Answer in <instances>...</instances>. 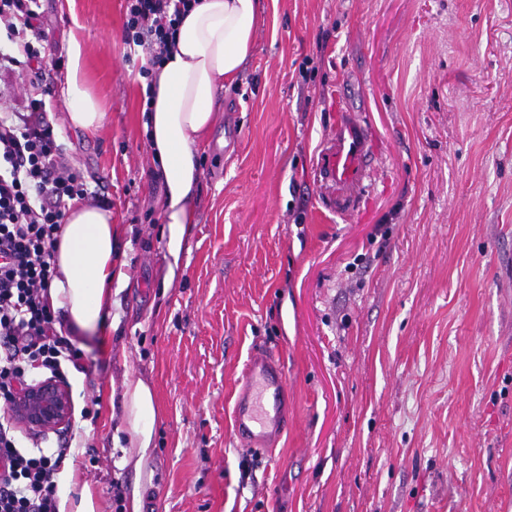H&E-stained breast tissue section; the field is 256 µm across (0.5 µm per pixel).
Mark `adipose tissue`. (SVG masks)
Returning a JSON list of instances; mask_svg holds the SVG:
<instances>
[{
	"label": "adipose tissue",
	"instance_id": "1",
	"mask_svg": "<svg viewBox=\"0 0 512 512\" xmlns=\"http://www.w3.org/2000/svg\"><path fill=\"white\" fill-rule=\"evenodd\" d=\"M264 23L260 0H201L180 23L168 58L153 71L145 133L163 177L161 207L170 255L165 283L178 276L182 241L196 221V152L216 122L217 90L236 81ZM81 58L80 45L72 44L66 80L68 117L73 127L93 132L103 125L106 114L80 76ZM119 233L111 208L79 200L69 205L54 255L58 275L49 291L59 333L79 339L102 328L113 283L128 279L114 259ZM122 399L121 430L131 450L127 463L138 472L155 448L157 403L151 386L130 374L123 382Z\"/></svg>",
	"mask_w": 512,
	"mask_h": 512
}]
</instances>
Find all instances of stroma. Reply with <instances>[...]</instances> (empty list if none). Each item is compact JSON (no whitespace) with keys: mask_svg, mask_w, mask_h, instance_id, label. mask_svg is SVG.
<instances>
[{"mask_svg":"<svg viewBox=\"0 0 512 512\" xmlns=\"http://www.w3.org/2000/svg\"><path fill=\"white\" fill-rule=\"evenodd\" d=\"M266 24L199 149L197 222L164 285L162 183L143 128L125 0H44L52 69L72 41L107 112L49 119L122 227L129 282L106 339L65 385L59 495L98 512H512V0H263ZM360 113L374 172L350 213L320 202L337 109ZM288 379V428L240 445L235 393L254 351ZM155 392L141 474L115 435L123 379Z\"/></svg>","mask_w":512,"mask_h":512,"instance_id":"obj_1","label":"stroma"}]
</instances>
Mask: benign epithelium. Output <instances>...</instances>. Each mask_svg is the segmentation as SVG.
Here are the masks:
<instances>
[{"mask_svg": "<svg viewBox=\"0 0 512 512\" xmlns=\"http://www.w3.org/2000/svg\"><path fill=\"white\" fill-rule=\"evenodd\" d=\"M13 406L14 420L34 435L57 431L72 416L68 389L53 379L41 380L20 390L14 397Z\"/></svg>", "mask_w": 512, "mask_h": 512, "instance_id": "obj_1", "label": "benign epithelium"}]
</instances>
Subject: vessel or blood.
Returning a JSON list of instances; mask_svg holds the SVG:
<instances>
[{
    "instance_id": "vessel-or-blood-1",
    "label": "vessel or blood",
    "mask_w": 512,
    "mask_h": 512,
    "mask_svg": "<svg viewBox=\"0 0 512 512\" xmlns=\"http://www.w3.org/2000/svg\"><path fill=\"white\" fill-rule=\"evenodd\" d=\"M374 159L368 130L358 113L338 110L317 165L323 205L341 212L352 210L356 190ZM233 413L235 434L249 447L268 445L287 428L286 374L272 354L260 351L251 357Z\"/></svg>"
}]
</instances>
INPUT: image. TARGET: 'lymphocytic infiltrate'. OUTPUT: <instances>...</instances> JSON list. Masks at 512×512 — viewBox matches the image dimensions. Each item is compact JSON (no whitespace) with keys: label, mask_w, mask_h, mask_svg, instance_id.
<instances>
[{"label":"lymphocytic infiltrate","mask_w":512,"mask_h":512,"mask_svg":"<svg viewBox=\"0 0 512 512\" xmlns=\"http://www.w3.org/2000/svg\"><path fill=\"white\" fill-rule=\"evenodd\" d=\"M198 0H126L123 38L141 48L150 77L167 57L182 15ZM41 0H0V99L14 97L17 78L40 62L47 35ZM53 74L38 72L25 85L20 110L0 115V402L31 385L34 371L63 378L78 349L54 328L48 292L55 277L58 233L70 201L89 196L86 181L67 162L48 120ZM70 448L24 452L10 423L0 422V512H59L58 474Z\"/></svg>","instance_id":"1"}]
</instances>
